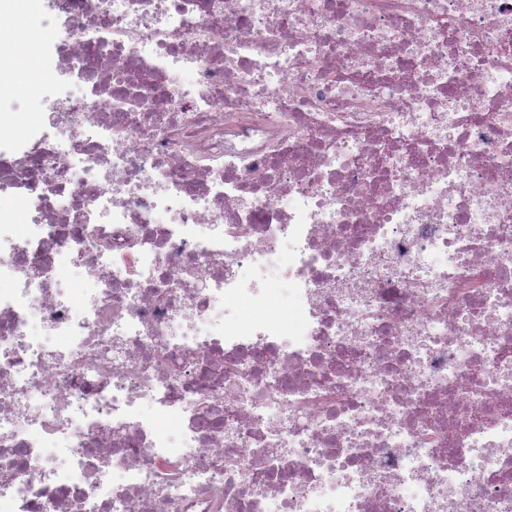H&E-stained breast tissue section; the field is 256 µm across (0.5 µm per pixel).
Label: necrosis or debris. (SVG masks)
<instances>
[{
	"instance_id": "obj_1",
	"label": "necrosis or debris",
	"mask_w": 512,
	"mask_h": 512,
	"mask_svg": "<svg viewBox=\"0 0 512 512\" xmlns=\"http://www.w3.org/2000/svg\"><path fill=\"white\" fill-rule=\"evenodd\" d=\"M0 160V512H512V0H47ZM37 102L38 103L35 106L29 108L26 112H20V113L11 115V117L15 121H17V119L22 114H27L31 117V123H30L27 131L21 137L18 138L16 136L14 139H12L10 141H3V140L1 141V139H0V151H8V150L12 149L18 142L24 141V140L28 139L29 137H31L32 135H34L35 133H37L39 131H45L47 129L48 123H40L38 121V116L40 115V113H43V112L41 109V99H37ZM15 121L8 120V117H2L0 125H2V127L5 128L6 131H8L9 134L11 135L13 133V131L15 133V128H14Z\"/></svg>"
}]
</instances>
